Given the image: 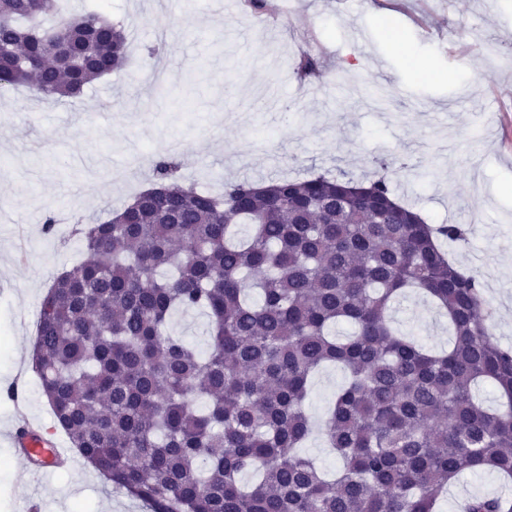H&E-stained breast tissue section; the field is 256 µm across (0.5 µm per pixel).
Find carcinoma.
<instances>
[{"instance_id": "cac0c4a2", "label": "carcinoma", "mask_w": 512, "mask_h": 512, "mask_svg": "<svg viewBox=\"0 0 512 512\" xmlns=\"http://www.w3.org/2000/svg\"><path fill=\"white\" fill-rule=\"evenodd\" d=\"M56 2L0 0V87L77 98L125 66L122 25L90 10L46 26ZM324 75L314 55L295 68L302 85ZM177 169L161 159L163 195L77 229L84 260L36 322L54 427L104 480L148 512H440L465 473L512 483V347L479 277L437 244L465 229L426 223L384 174L235 181L215 197ZM411 290L448 319V350L393 327ZM176 310L208 317L206 354L169 329ZM327 364L346 381L317 426L306 402ZM316 431L343 461L334 479L300 452ZM466 512H512V497L474 495Z\"/></svg>"}]
</instances>
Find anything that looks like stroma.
Masks as SVG:
<instances>
[{"instance_id": "obj_1", "label": "stroma", "mask_w": 512, "mask_h": 512, "mask_svg": "<svg viewBox=\"0 0 512 512\" xmlns=\"http://www.w3.org/2000/svg\"><path fill=\"white\" fill-rule=\"evenodd\" d=\"M105 9L127 33L123 70L60 103L22 86L0 91V512H144L86 464L28 475L9 433L20 412L53 421L32 351L43 297L83 258L73 217L107 220L145 188L159 155L180 162L183 184L214 194L227 182L317 173L366 181L390 161L401 202L429 223L467 226L466 240L444 248L465 269L487 268L493 332L512 346V72L480 49L512 56V0H284L281 19L266 23L242 0L228 12L213 0ZM150 49L168 73L158 90L141 78ZM302 54L321 56V82L298 84ZM395 325L448 345L445 321L418 296ZM345 378L334 366L314 375L312 418ZM460 490L506 486L489 470L465 475L442 512H457Z\"/></svg>"}]
</instances>
